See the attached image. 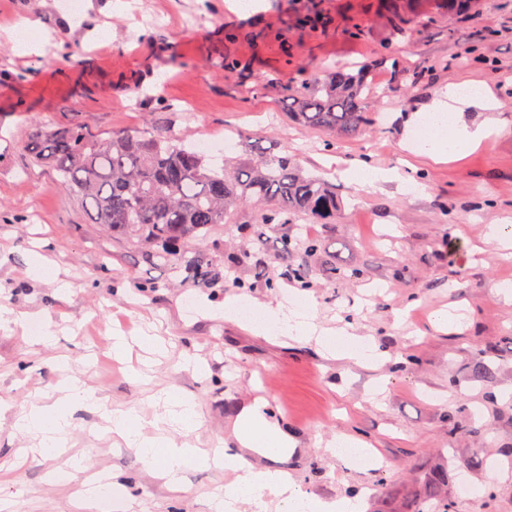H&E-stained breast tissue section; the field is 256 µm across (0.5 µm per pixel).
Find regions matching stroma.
<instances>
[{
    "label": "stroma",
    "instance_id": "stroma-1",
    "mask_svg": "<svg viewBox=\"0 0 512 512\" xmlns=\"http://www.w3.org/2000/svg\"><path fill=\"white\" fill-rule=\"evenodd\" d=\"M56 12L52 0H0V31L29 19L39 22L40 47L19 55L0 38V512H80L77 494L97 475H120L128 512H210L223 495V470L191 465L181 489L160 477L161 460L115 443L108 416L155 410L169 387L191 399L202 425L176 443L216 447L231 438L236 414L258 401L286 425L297 445L283 462L300 491L318 502L375 487L364 512H400L420 477L448 467L451 512H512V297L496 289L512 277V247L485 245L489 225L512 244V0H477L450 14L437 0H415L419 23L393 34L379 0H98L107 41L86 39L82 13ZM319 15L321 28L299 21ZM360 27L351 38L347 29ZM464 63H457L458 55ZM397 58L406 78L376 67ZM224 56L237 70L212 67ZM371 69L383 90L369 105L379 121L355 135L331 138L302 128L288 115L285 87L332 66ZM483 80L495 105L448 101L449 114L471 125L498 124L499 134L458 161L412 157L415 127L405 115L443 96L449 83ZM80 124L94 133L145 126L178 134L187 147L223 140L273 155H293L304 171L324 178L340 202L331 224L298 221L291 236L310 238L317 252H292L287 263H306L309 288L285 279V263L233 267L223 288L170 283L167 271L132 260L122 244L94 224L81 200L57 174L38 166L27 150L39 127ZM238 148L211 151L223 165ZM369 160L419 181L421 194L400 183L358 190L345 171ZM465 250L445 255L448 237ZM343 269L329 279L327 264ZM161 281L153 292L140 288ZM243 311L307 301L321 326L349 325L375 340L386 355L376 369L322 356L315 343L255 334L245 321L226 319L224 301ZM448 315V327L434 324ZM51 332V346L35 335ZM164 337L168 353L150 362L146 378L132 377L112 354V338ZM493 344V374L472 371L477 349ZM79 379L102 399L97 410H78L65 456L84 469L69 481L54 477L64 458L33 461L29 436L15 421L34 396L52 404L59 387ZM457 424L449 426L448 412ZM360 437L373 448L354 465L336 453V440ZM485 448L500 480L472 468L474 447ZM496 496L465 499L460 480Z\"/></svg>",
    "mask_w": 512,
    "mask_h": 512
}]
</instances>
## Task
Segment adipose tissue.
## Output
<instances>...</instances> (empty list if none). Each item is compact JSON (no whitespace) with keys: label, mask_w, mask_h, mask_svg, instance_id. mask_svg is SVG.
<instances>
[{"label":"adipose tissue","mask_w":512,"mask_h":512,"mask_svg":"<svg viewBox=\"0 0 512 512\" xmlns=\"http://www.w3.org/2000/svg\"><path fill=\"white\" fill-rule=\"evenodd\" d=\"M445 108L441 100L421 108L417 122L421 126V137L414 145L415 156L436 163L455 161L487 144L496 129L484 126L470 130L459 120L451 124L440 123L439 116ZM256 332L278 338L285 337L296 342H317L333 357L366 366L379 360L376 345L353 344L350 337H333L316 332L313 309L310 305L294 303L281 305L277 309L259 308L256 314ZM94 390L79 384L66 388L64 395L53 406L31 404L28 411L15 423L19 431L40 436L39 455H60L66 434L72 427L70 412L79 407L98 405ZM145 420L136 411L118 412L112 416V432L128 447L137 449L146 459L161 457V473L172 486H179L180 474L190 462L215 463L233 476L225 491L223 501L217 502L218 512H228L235 503L247 502L255 512H264L267 500L278 502L281 512H304L306 504L296 490L287 471L279 468V460L287 455L293 440L287 431L271 423L257 408L244 410L234 423L233 431L241 446L240 452H215L208 454L199 448H186L165 437L149 438L143 433ZM253 451L268 461L267 466L258 467L249 462L246 451Z\"/></svg>","instance_id":"1"}]
</instances>
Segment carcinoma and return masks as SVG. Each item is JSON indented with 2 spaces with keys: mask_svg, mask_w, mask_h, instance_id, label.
<instances>
[{
  "mask_svg": "<svg viewBox=\"0 0 512 512\" xmlns=\"http://www.w3.org/2000/svg\"><path fill=\"white\" fill-rule=\"evenodd\" d=\"M387 8L397 36L417 21L402 14L394 0ZM375 94L367 71L333 70L290 89L283 102L305 129L345 136L365 124V109ZM28 149L37 164L57 172L62 186L79 195L94 223L150 263L204 288L224 287L218 270L224 241L218 235L239 207L252 206L258 217L245 225L251 247L232 256L233 265L264 252L267 233L302 217L326 224L338 207L336 192L286 154L267 156L254 149L213 168L176 135L143 127L100 137L78 125H44ZM297 250L310 254L317 244L286 236L282 253L269 260ZM286 277L310 287L304 264L289 267ZM412 512H450L447 466L424 475Z\"/></svg>",
  "mask_w": 512,
  "mask_h": 512,
  "instance_id": "carcinoma-1",
  "label": "carcinoma"
}]
</instances>
